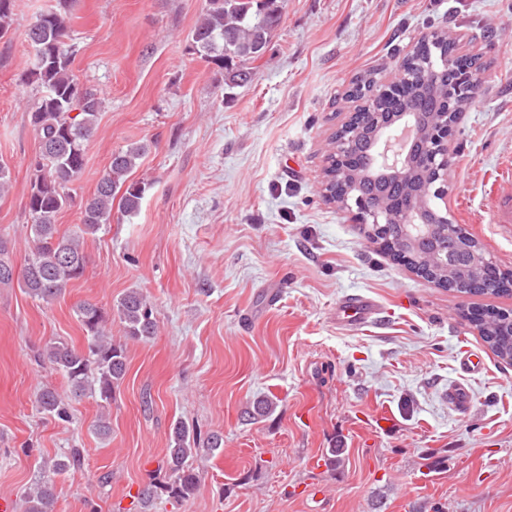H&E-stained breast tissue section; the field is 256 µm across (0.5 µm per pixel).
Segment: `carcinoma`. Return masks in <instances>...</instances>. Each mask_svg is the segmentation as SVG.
I'll list each match as a JSON object with an SVG mask.
<instances>
[{
	"instance_id": "carcinoma-1",
	"label": "carcinoma",
	"mask_w": 512,
	"mask_h": 512,
	"mask_svg": "<svg viewBox=\"0 0 512 512\" xmlns=\"http://www.w3.org/2000/svg\"><path fill=\"white\" fill-rule=\"evenodd\" d=\"M74 0H60L59 6L41 12L23 30L25 40L35 49V60L27 70V80L45 89L30 114L38 147L30 161L28 213L33 233V250L23 270L25 292L45 303L61 296L68 285L83 276L86 256L81 248L85 234L98 232L109 223L112 202L121 195L123 212L138 211L146 184L128 181L129 174L145 154L142 145L122 149L112 155L108 171L98 181L96 192L80 205V224L71 234H59L56 217L73 204L68 184L85 165V146L97 129L104 104L103 98L83 87L72 68L75 49L70 43L69 14ZM284 0H208V7L187 37V48L224 74V84L240 86L251 78V63L269 47L278 28ZM14 0H0V38L15 31ZM472 58L457 56L448 40V32L434 33L416 46L400 64V80L396 89L384 92L380 73L373 69L353 82L348 97L362 101L350 118L347 128L336 132L347 152L350 170L326 172V178L339 180L354 195H366L388 210L400 212L419 203L414 188L436 197L429 178L420 170L414 172L413 183L395 184L372 163L374 146L361 134L369 129L375 113L395 115L413 112L427 121L431 112H446L453 120L457 110L448 104V93L460 85L462 78L478 71ZM433 240L457 260L451 277L462 288L463 296L493 295L509 292L512 280L500 275L491 263L477 269L470 266L466 248L479 243L460 225L439 228ZM5 242L0 240V283L13 279ZM119 318L132 338L154 335L156 321L147 299L137 291L126 293L117 305ZM78 317L88 335L86 350H77L63 341L46 345L40 359L49 363L68 381L71 394L99 393L107 402L112 390L125 375L126 355L122 345L112 342L105 333L106 318L101 308L84 303ZM472 323L493 353L512 365V313L491 312ZM41 413L58 422L70 418L69 403L53 390L37 397ZM198 435L179 422L174 425L167 466L170 493L188 497L195 491L198 474L189 460L198 452ZM83 452L78 448L40 469L38 479L24 496V512H53L56 478L83 465Z\"/></svg>"
}]
</instances>
